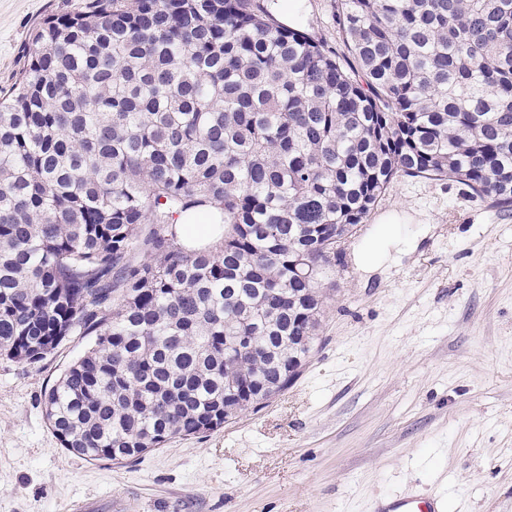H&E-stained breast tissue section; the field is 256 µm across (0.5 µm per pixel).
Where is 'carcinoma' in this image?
Segmentation results:
<instances>
[{
  "instance_id": "1",
  "label": "carcinoma",
  "mask_w": 512,
  "mask_h": 512,
  "mask_svg": "<svg viewBox=\"0 0 512 512\" xmlns=\"http://www.w3.org/2000/svg\"><path fill=\"white\" fill-rule=\"evenodd\" d=\"M347 55L263 0H83L0 92V357L90 336L44 396L123 463L258 409L314 344L336 227L400 176L512 212V0H338ZM224 228L187 248L176 220ZM252 336L242 353L236 337Z\"/></svg>"
}]
</instances>
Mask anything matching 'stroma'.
I'll return each instance as SVG.
<instances>
[{"mask_svg":"<svg viewBox=\"0 0 512 512\" xmlns=\"http://www.w3.org/2000/svg\"><path fill=\"white\" fill-rule=\"evenodd\" d=\"M80 0H0V88L32 34ZM306 31L343 52L336 0H305ZM403 243L383 266L358 252L391 213ZM300 376L262 409L135 462L62 448L44 394L83 355L0 359V512H373L436 494L445 512H512V214L448 180L399 177L344 244Z\"/></svg>","mask_w":512,"mask_h":512,"instance_id":"stroma-1","label":"stroma"}]
</instances>
